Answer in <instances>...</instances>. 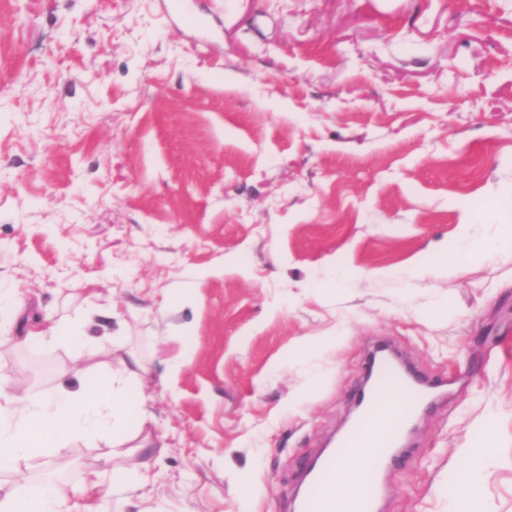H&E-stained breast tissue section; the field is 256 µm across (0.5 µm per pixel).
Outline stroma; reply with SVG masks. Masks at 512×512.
<instances>
[{
  "mask_svg": "<svg viewBox=\"0 0 512 512\" xmlns=\"http://www.w3.org/2000/svg\"><path fill=\"white\" fill-rule=\"evenodd\" d=\"M173 2L0 0V288L21 307L0 380L130 370L164 444L76 441L0 480L56 472L72 512H238L249 486L285 512L388 340L447 396L382 512H448L487 430L481 506L512 512V256L455 250L512 188V0H186L202 30ZM437 252L458 272L406 275ZM99 303L80 350L22 343L30 315ZM113 466L148 482L113 489Z\"/></svg>",
  "mask_w": 512,
  "mask_h": 512,
  "instance_id": "stroma-1",
  "label": "stroma"
}]
</instances>
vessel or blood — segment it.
I'll return each mask as SVG.
<instances>
[{"label": "vessel or blood", "instance_id": "b4317fda", "mask_svg": "<svg viewBox=\"0 0 512 512\" xmlns=\"http://www.w3.org/2000/svg\"><path fill=\"white\" fill-rule=\"evenodd\" d=\"M378 355V363L367 365L369 383L360 387L357 397L364 419L377 424L380 435L368 462L358 473L364 492L353 503L352 512H377V489L382 471L399 461L408 421L428 408L441 387L440 381L423 378L397 363L389 349H380ZM389 392L398 395L402 401L400 417L389 416L388 408L383 403L385 394ZM357 434V429H350L336 448L328 450L317 461L300 494L297 504L299 512H328V482L332 473L343 463V454L352 448Z\"/></svg>", "mask_w": 512, "mask_h": 512}]
</instances>
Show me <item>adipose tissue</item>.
<instances>
[{
    "label": "adipose tissue",
    "mask_w": 512,
    "mask_h": 512,
    "mask_svg": "<svg viewBox=\"0 0 512 512\" xmlns=\"http://www.w3.org/2000/svg\"><path fill=\"white\" fill-rule=\"evenodd\" d=\"M133 375L112 372L103 383L58 385L40 396L0 383V472L19 468L36 458L60 453L74 439L114 447L128 438ZM374 427H367L350 451L345 468L331 480L332 512H348V503L362 489L357 473L374 442ZM493 459L491 448H464L456 470V492L448 512H475L481 475ZM71 493L63 485L47 483L31 491L16 483L0 485V512H71Z\"/></svg>",
    "instance_id": "ef3b65f1"
}]
</instances>
